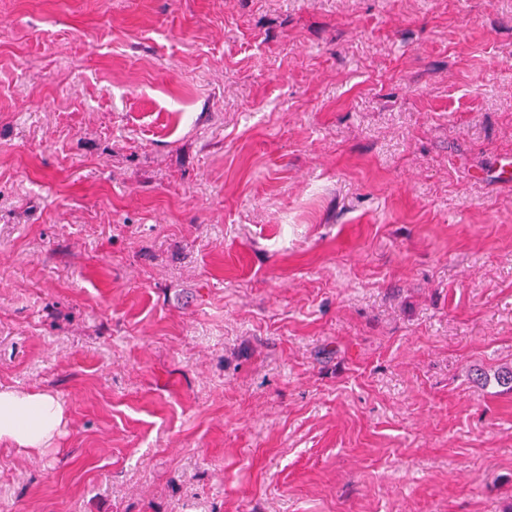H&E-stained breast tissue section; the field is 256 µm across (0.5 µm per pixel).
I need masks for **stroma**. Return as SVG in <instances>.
I'll use <instances>...</instances> for the list:
<instances>
[{"instance_id": "obj_1", "label": "stroma", "mask_w": 512, "mask_h": 512, "mask_svg": "<svg viewBox=\"0 0 512 512\" xmlns=\"http://www.w3.org/2000/svg\"><path fill=\"white\" fill-rule=\"evenodd\" d=\"M512 0H0V512H512ZM65 423L64 407L53 395L0 390V442L17 450L41 452Z\"/></svg>"}]
</instances>
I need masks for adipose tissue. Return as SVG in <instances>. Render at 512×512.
<instances>
[{
	"instance_id": "1",
	"label": "adipose tissue",
	"mask_w": 512,
	"mask_h": 512,
	"mask_svg": "<svg viewBox=\"0 0 512 512\" xmlns=\"http://www.w3.org/2000/svg\"><path fill=\"white\" fill-rule=\"evenodd\" d=\"M64 423V407L53 395L0 390V442L40 452L60 434Z\"/></svg>"
}]
</instances>
